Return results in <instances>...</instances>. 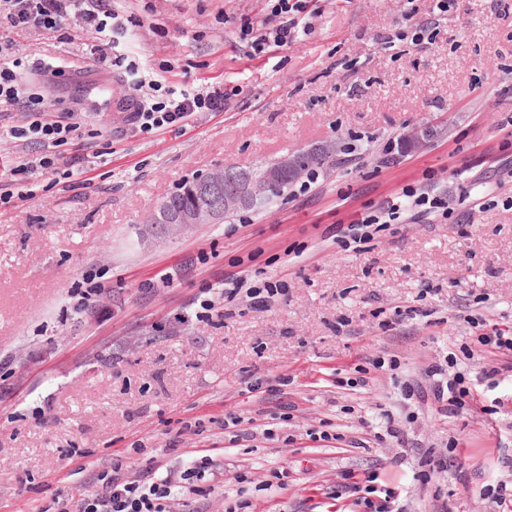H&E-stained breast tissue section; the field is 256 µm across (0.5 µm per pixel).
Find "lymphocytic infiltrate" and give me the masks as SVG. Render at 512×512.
I'll use <instances>...</instances> for the list:
<instances>
[{"mask_svg":"<svg viewBox=\"0 0 512 512\" xmlns=\"http://www.w3.org/2000/svg\"><path fill=\"white\" fill-rule=\"evenodd\" d=\"M310 2L271 0L270 15L276 19V26L261 33L250 26L241 27L242 40L248 42L256 56L288 45L299 34L308 32L313 16ZM69 18L82 20L98 34L99 44L90 49L94 62H109L123 68L126 83L136 100V109L127 118L131 133L151 135L169 127L186 125L197 113L223 111V89L205 92L179 89L148 77L135 62L127 61L120 51L121 40L127 32L126 23L113 11L111 0H0L1 29L55 30ZM21 66L22 61L15 57L11 43L1 40L0 104L25 108L30 117L28 123L10 127L5 136L42 146V154L25 164L24 172L50 169L71 176V169L66 168L64 157L57 149L67 144L77 129L73 115L64 112L57 118L44 119L40 94L28 92L20 80ZM404 209L415 211L419 216L434 214L445 218L452 213L447 196L406 187L384 200L376 211L355 219L343 229L342 235L352 243L371 240L374 225L396 220ZM224 283L225 291L212 292L196 300L194 314L197 321L209 324L222 318L218 304L224 297L241 294L251 303L262 305L285 289L281 281L253 283L242 271L227 275ZM440 373L436 365L428 370L434 379L432 394L435 402L439 403L441 412L451 415L463 412L472 399L468 378L465 373L457 372L444 379ZM214 465V459L205 455L179 478L166 474L145 480L129 478L117 463L112 468L111 477L104 480L99 489L79 499L76 506H69L67 499L56 492L42 512H169L171 501L178 496L206 494L207 488L202 481L206 471L212 470ZM338 493L352 495L354 505L363 508L364 512H408L407 506L401 505L396 489L381 483L375 472L341 485Z\"/></svg>","mask_w":512,"mask_h":512,"instance_id":"1","label":"lymphocytic infiltrate"}]
</instances>
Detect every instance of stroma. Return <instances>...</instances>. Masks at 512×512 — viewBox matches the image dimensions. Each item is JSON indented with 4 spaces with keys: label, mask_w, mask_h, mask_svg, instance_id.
<instances>
[{
    "label": "stroma",
    "mask_w": 512,
    "mask_h": 512,
    "mask_svg": "<svg viewBox=\"0 0 512 512\" xmlns=\"http://www.w3.org/2000/svg\"><path fill=\"white\" fill-rule=\"evenodd\" d=\"M309 32L251 58L241 24L272 28L267 0H112L131 19V60L186 89L223 86L220 112L152 135L126 131L103 105L120 70H86L90 28L7 31L44 96L47 116L76 111L61 151L88 176L20 175L0 206V512H40L55 492L71 501L101 484L114 461L180 474L196 456L220 466L208 496L176 512H354L336 496L345 474L379 472L409 512H494L484 489L512 483V372L500 356L460 358L475 399L449 418L407 399L431 387L428 366L472 346V320L512 332V0H314ZM432 20L429 44L395 32ZM80 66L43 85L39 60ZM435 128L405 150L403 133ZM347 163L293 186L265 211L221 224L147 223L184 181L235 165L254 168L327 141ZM444 188L451 217L403 213L362 251L335 236L405 186ZM239 270L288 285L256 307L234 299L224 322H198L193 301ZM96 285L75 310L72 290ZM415 313L396 320L399 310ZM396 357L346 386L354 366ZM496 376H487L490 368ZM288 383L273 391L278 377ZM267 392L256 391V384ZM292 418L273 424L279 402ZM388 413L400 441L380 443ZM273 426L235 440L227 415ZM329 423L335 440H312ZM88 454L77 470L73 451ZM447 467L420 481L425 451ZM287 471L285 479L273 470ZM247 473L248 482L237 480Z\"/></svg>",
    "instance_id": "obj_1"
}]
</instances>
